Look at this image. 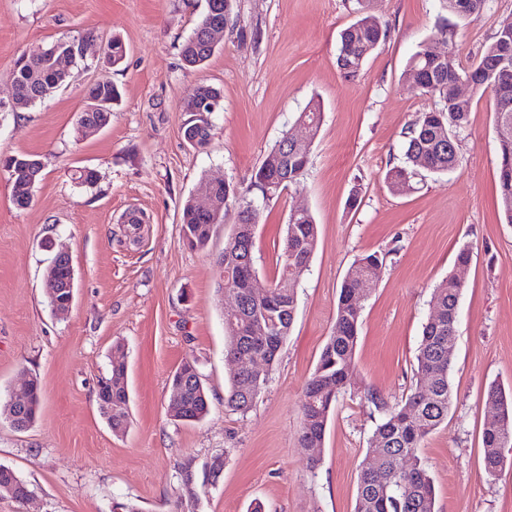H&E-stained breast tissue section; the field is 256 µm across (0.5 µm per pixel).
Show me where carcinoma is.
<instances>
[{
  "label": "carcinoma",
  "instance_id": "carcinoma-1",
  "mask_svg": "<svg viewBox=\"0 0 512 512\" xmlns=\"http://www.w3.org/2000/svg\"><path fill=\"white\" fill-rule=\"evenodd\" d=\"M232 8V0H206V9L191 35L182 46V59L189 69H195L207 62L215 52L209 39L210 30L224 25V8ZM387 30L373 15L364 12L340 34L337 55L344 53L358 58L357 68H362L374 50L385 40ZM503 36L497 32L485 47L481 57L467 68L448 60L434 63L428 48L422 44L410 57L405 71L414 72L419 79L434 85L431 97L434 107L419 113L406 132L404 162L388 169L384 181L390 191L401 192L407 181L413 180L415 171L426 162L430 172L446 174L462 164L460 150L448 149V133L463 131L472 109V104L448 109L447 86L458 77L469 76L477 85V93H488L489 79L485 61L495 58L501 51ZM105 47L112 50L111 65H119L126 47L118 36L110 38ZM69 76L59 72L45 55L44 65L30 70L21 60H16L9 73V80L22 95L23 102L30 106L45 99L62 88ZM218 97L214 87L200 83L193 86L182 100V111L192 113L186 124L191 127L202 124L213 128L211 116L192 106L198 98ZM105 97L117 103L120 92L108 79L96 81L87 89V98ZM495 122L503 128L504 136L512 142V111H498L497 102H492ZM314 130H319L322 121L321 105L310 103L300 113ZM311 149L298 147L288 151V162H283L273 152H268L257 168L250 188L241 190L226 181L215 188L216 197L224 202L239 204L237 221L231 233L224 240V263L218 264L220 272L219 289L231 287L237 290L240 303L235 321L238 333L228 340L225 347V361H230L237 352H250L265 360L266 374L255 380L242 371H232L229 387L224 392V406L242 414L248 412L265 388L269 374L278 358V346L259 342L258 331L274 328L275 336L287 337L296 312L297 287L300 284L318 243V227L309 211L290 213L279 267L269 293L265 297L254 295L250 280L257 275L254 257V225L248 216L249 207L255 200L267 199L263 183L282 176L283 165H288V182H296L306 172L310 163ZM42 169L30 173L20 172L16 188L12 189L14 204L25 209L33 200L34 188L31 181H39ZM502 219L512 224V208L506 198H512V183L499 178ZM213 223L206 215L196 210L190 201H185L181 216V236L188 239L193 249L205 248L211 238ZM379 258L375 254L364 255L350 266L340 286L336 318L320 354L318 363L305 389L301 405L302 429L300 448H322L328 416L339 395L350 384L349 374L355 367V349L361 321L363 300L355 296L365 278L378 269ZM465 288L455 275L450 274L434 289L432 314L422 327L421 341L416 355V385L404 400L391 405L382 398L370 395V401L383 411V416L371 437L372 452L377 462L366 461L358 478V493L355 512H435V491L428 468L420 449L424 440L448 420L452 404L450 373L456 343L457 322L452 315L458 308ZM112 395H96L99 409L112 406V415L106 420L112 423V433L121 435L129 425V396L119 382L127 379V365L124 358L112 359ZM171 387L181 391L178 403V420L196 422L206 417L210 410L209 391L204 385L197 362L193 358L182 360L172 376ZM487 400L501 410V420L488 421L482 429L484 450V471L490 480L512 466V459L504 449L512 448V395L496 384L487 389ZM26 404L20 408L9 401L0 403V417L14 422V428L24 431L31 428L39 414L41 385L33 380L25 397ZM0 491L5 497L22 502L30 492L29 485L18 473L6 466L0 468Z\"/></svg>",
  "mask_w": 512,
  "mask_h": 512
}]
</instances>
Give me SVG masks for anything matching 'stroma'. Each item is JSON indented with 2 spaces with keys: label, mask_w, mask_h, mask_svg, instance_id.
Wrapping results in <instances>:
<instances>
[{
  "label": "stroma",
  "mask_w": 512,
  "mask_h": 512,
  "mask_svg": "<svg viewBox=\"0 0 512 512\" xmlns=\"http://www.w3.org/2000/svg\"><path fill=\"white\" fill-rule=\"evenodd\" d=\"M205 0H0V156L33 154L44 163L28 208H17L0 174V397L25 374L43 396L28 430L0 419V464L34 492L24 503L0 498V512H354L357 482L382 412L365 397L401 400L435 288L469 247L450 374L448 420L421 454L436 512H512V469L488 480L481 429L494 408L486 389L512 391V224L501 219L494 112L474 99L462 134V165L423 173L414 191L395 194L386 171L403 162L404 132L434 100L402 74L422 43L436 41L455 63L476 62L512 0H490L461 19L444 0H372L388 34L354 79L336 66L340 32L356 19V0H234V29L199 69L182 45ZM448 35L436 39L437 27ZM127 53L115 68L96 53L112 36ZM88 39L94 52L66 88L21 111L7 75L32 45ZM110 78L122 102L109 126L76 132L86 90ZM220 90L210 143L191 147L181 108L187 89ZM322 125L306 174L256 214L255 286L276 274L288 216L307 208L318 244L297 292L295 321L278 364L246 414L224 405V297L216 260L236 208L214 225L205 249L181 240V209L199 184L223 178L242 186L309 102ZM90 168L98 179L75 180ZM143 211L138 242L120 231L123 214ZM75 273L68 314H56L43 286L57 251ZM381 268L362 309L351 385L327 423L321 461L309 468L298 447L301 400L334 323L341 282L358 257ZM124 354L129 427L114 435L98 410L96 386ZM195 358L212 407L202 421L167 414L172 372ZM192 475L184 486L182 470Z\"/></svg>",
  "instance_id": "1"
}]
</instances>
